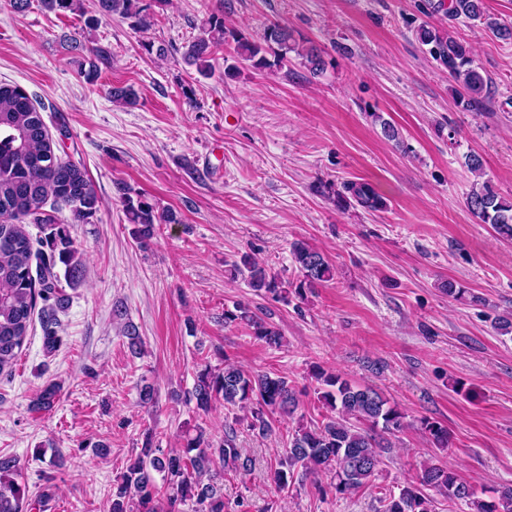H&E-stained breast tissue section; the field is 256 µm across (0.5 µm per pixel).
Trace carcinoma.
Returning <instances> with one entry per match:
<instances>
[{"label":"carcinoma","instance_id":"obj_1","mask_svg":"<svg viewBox=\"0 0 512 512\" xmlns=\"http://www.w3.org/2000/svg\"><path fill=\"white\" fill-rule=\"evenodd\" d=\"M42 7L56 15L74 14L85 19L89 29L99 21L119 15L132 20L135 30L144 33L153 26L148 7L140 0H41ZM448 17L457 20H480L484 17L483 0H448ZM421 43L431 57L448 66V74L465 92L464 103L471 104L488 91V81L475 65L467 44L438 30L422 28ZM234 41L239 58L251 62L256 70L267 69L288 61V53L305 60L309 73H323L325 61L318 49L297 43L286 25L273 23L264 29L260 39L251 40L230 31L224 16L210 13L201 21L199 34L185 46V63L202 75L212 71L214 50ZM278 48L274 59L267 54ZM111 50L102 45L90 48L84 78L92 82L100 67L109 66ZM112 102L126 106L137 103L130 87H114ZM57 143L49 135L41 112L26 92L0 83V374L12 368L26 342L37 301H42L43 346L47 353L60 344L56 313L69 303L63 284H76L83 274L81 252L70 235L68 226L55 223L45 210L53 199L68 206L73 219L89 222L100 208V200L79 165L56 154ZM345 192L364 210L376 212L383 202L366 182H346ZM132 236L140 245L147 244L157 224H177L179 218L171 210L158 208L130 189L116 184ZM470 212L483 223L492 225L502 238L512 239V203L502 198L490 182H484L467 197ZM30 219L45 231L40 248L18 223ZM291 255L301 274L295 286L283 281L264 265L245 254L230 265L232 278L242 277L257 295H271L288 301V288L295 295L334 279V268L325 255L303 240L291 243ZM224 324L244 325L251 335L270 348L283 346L278 328L254 313L248 306L237 304L224 311ZM318 402L330 411L314 426L298 425L288 437V450L271 471L278 488L290 486L294 476L303 478L320 473L330 475L326 485H316L321 494L344 495L361 487L372 486L382 464L381 449L385 437L406 427L405 414L398 406L371 387H362L338 371L312 367ZM59 385L51 382L37 394L33 407L54 406ZM189 400L198 413H209L219 403L239 408L250 418V428L264 436L272 431L269 416L276 413L291 416L298 407L297 392L288 377L277 374H251L232 364L221 370L205 367L196 376ZM420 430L437 448L450 444L448 428L429 418L420 419ZM229 471L246 470L249 459L242 457L237 435L230 429L217 444L205 437L203 430L186 433L182 447L164 450L145 446L112 485L110 512H224L222 488L214 483L215 467ZM162 475L165 488L155 483L153 473ZM433 491L444 499L474 506L475 512H512V486L493 490L487 499L475 498L471 487L462 482L449 466L427 463L416 480L386 489L380 497L382 512H434ZM29 489L17 460L0 456V512H24Z\"/></svg>","mask_w":512,"mask_h":512}]
</instances>
